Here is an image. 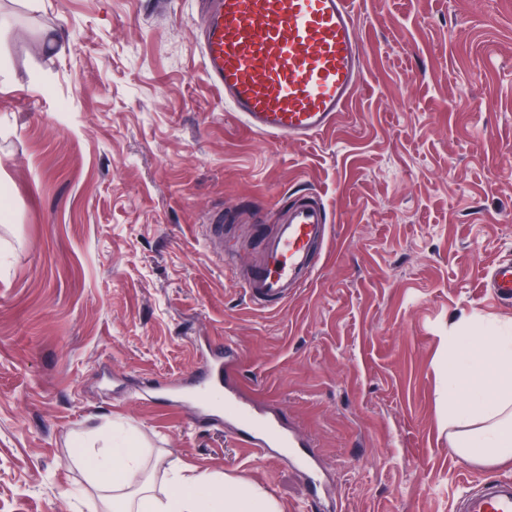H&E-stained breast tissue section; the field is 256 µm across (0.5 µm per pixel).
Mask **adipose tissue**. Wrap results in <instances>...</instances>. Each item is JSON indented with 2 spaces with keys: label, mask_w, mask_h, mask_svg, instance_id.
<instances>
[{
  "label": "adipose tissue",
  "mask_w": 512,
  "mask_h": 512,
  "mask_svg": "<svg viewBox=\"0 0 512 512\" xmlns=\"http://www.w3.org/2000/svg\"><path fill=\"white\" fill-rule=\"evenodd\" d=\"M448 446L459 457L487 466H512V326L470 314L453 322L446 343ZM95 455L81 452L102 501L113 512H277L268 495L251 487L228 490L222 478L176 470L163 487L145 475L141 451L116 448L112 433L96 435Z\"/></svg>",
  "instance_id": "ef3b65f1"
}]
</instances>
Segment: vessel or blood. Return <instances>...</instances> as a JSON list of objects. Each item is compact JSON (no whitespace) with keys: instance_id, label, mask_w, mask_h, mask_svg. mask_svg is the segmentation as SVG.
<instances>
[{"instance_id":"obj_1","label":"vessel or blood","mask_w":512,"mask_h":512,"mask_svg":"<svg viewBox=\"0 0 512 512\" xmlns=\"http://www.w3.org/2000/svg\"><path fill=\"white\" fill-rule=\"evenodd\" d=\"M355 0H209L202 56L224 104L254 133L303 142L333 127L358 88L363 57ZM333 227L325 205L304 198L274 225L263 254L241 275L250 302L284 306L319 269ZM488 288L512 299V264L495 265ZM164 400L191 406L197 422L225 424L258 458L296 466L321 512H336L310 443L238 390L228 346L207 344L187 379L172 380ZM455 512H512V479H486L461 495Z\"/></svg>"}]
</instances>
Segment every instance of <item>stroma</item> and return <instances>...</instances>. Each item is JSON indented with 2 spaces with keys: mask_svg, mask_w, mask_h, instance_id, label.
I'll return each mask as SVG.
<instances>
[{
  "mask_svg": "<svg viewBox=\"0 0 512 512\" xmlns=\"http://www.w3.org/2000/svg\"><path fill=\"white\" fill-rule=\"evenodd\" d=\"M205 0H0V512H97L80 438L127 423L176 466L319 512L287 463L189 408L133 399L238 350L244 394L312 436L342 512H453L486 477L442 422L452 317L512 322V0H357L358 90L334 128L272 142L207 77ZM60 45H45L53 30ZM334 231L310 284L260 311L247 265L283 209ZM487 287L501 299H512V264L495 265L488 273Z\"/></svg>",
  "mask_w": 512,
  "mask_h": 512,
  "instance_id": "35a3bbf8",
  "label": "stroma"
}]
</instances>
